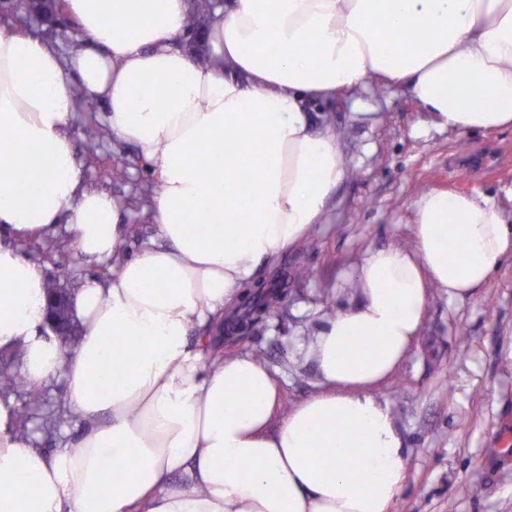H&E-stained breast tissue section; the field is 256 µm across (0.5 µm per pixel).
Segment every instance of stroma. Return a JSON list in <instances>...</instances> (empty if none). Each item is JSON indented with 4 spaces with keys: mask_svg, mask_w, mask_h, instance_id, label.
<instances>
[{
    "mask_svg": "<svg viewBox=\"0 0 512 512\" xmlns=\"http://www.w3.org/2000/svg\"><path fill=\"white\" fill-rule=\"evenodd\" d=\"M338 99L311 112L318 122L331 118L351 173L324 222L277 263L288 275L286 311L262 315L247 335H228L223 343L225 357L252 355L269 366L287 410L321 388L308 347L327 319L326 307L355 304L352 271L368 250L411 244L412 203L421 191L478 190L512 220L511 128L461 136L436 127L402 87L380 95L370 86ZM72 136L89 187L110 193L125 223L140 225L129 243L137 253L153 234L155 176L136 147L111 130L93 142L77 128ZM118 160L125 176L100 180V171ZM56 243L50 255L34 241L22 247L43 265L51 285L70 289L112 275V264L80 259L68 234ZM376 395L409 454L407 480L389 512H512V259L464 299L431 290L418 340Z\"/></svg>",
    "mask_w": 512,
    "mask_h": 512,
    "instance_id": "obj_1",
    "label": "stroma"
}]
</instances>
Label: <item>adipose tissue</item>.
I'll return each mask as SVG.
<instances>
[{
    "mask_svg": "<svg viewBox=\"0 0 512 512\" xmlns=\"http://www.w3.org/2000/svg\"><path fill=\"white\" fill-rule=\"evenodd\" d=\"M69 58L0 22V354L27 384L63 387L83 434L52 454L0 395V512H388L404 438L375 396L419 336L431 289L462 299L512 255L481 193L413 203V245L367 251L359 301L309 347L320 392L278 416L268 366L190 344L321 223L347 175L338 134L307 103L376 80L407 88L436 126L512 128V0H224L204 42L179 43L189 0H65ZM74 74L113 134L157 176L154 236L123 255L112 197L86 189L70 136ZM65 225L83 256L119 257L71 305L75 345L47 323L49 284L19 245Z\"/></svg>",
    "mask_w": 512,
    "mask_h": 512,
    "instance_id": "adipose-tissue-1",
    "label": "adipose tissue"
}]
</instances>
